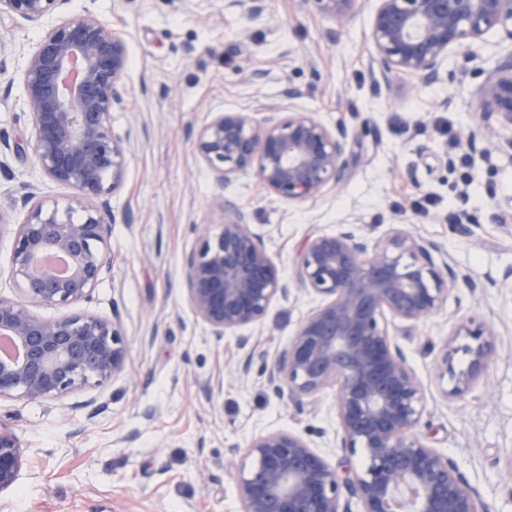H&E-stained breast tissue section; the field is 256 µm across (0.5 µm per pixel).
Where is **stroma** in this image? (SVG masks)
Wrapping results in <instances>:
<instances>
[{"label":"stroma","mask_w":512,"mask_h":512,"mask_svg":"<svg viewBox=\"0 0 512 512\" xmlns=\"http://www.w3.org/2000/svg\"><path fill=\"white\" fill-rule=\"evenodd\" d=\"M91 12L128 46L124 105L112 128L129 135L126 175L109 197L111 263L83 311L109 319L128 351L119 375L60 400H0V424L21 446L16 484L0 492V512H239L234 464L253 437L271 430L303 435L331 462L342 456L335 390L295 406L263 383L254 358L246 379L235 337L216 338L198 321L184 291L186 256L200 225L219 232L224 199L250 213L254 230L286 282L295 280L303 243L355 221L371 238L395 230L432 242L473 280L477 294L453 290L440 313L401 342L426 399L421 431L452 458L488 512H512L501 468L512 456V129L497 128L498 149H473L470 183L451 167L449 140L478 121L476 82H458L467 55L449 57L440 81L403 75L376 79L365 4L342 27L302 0H265L250 16L227 0H68ZM42 30L0 18V294L12 296L13 241L29 188L65 200L69 187L46 179L32 151V117L22 91L26 54ZM301 90L298 108L342 122L358 160L342 190L291 204L253 174L219 184L193 150L198 129L217 112L276 100L285 81ZM466 214L470 234L449 222ZM299 293L278 298L262 326L260 348L285 345L316 305ZM486 323L500 354L483 383L444 395L435 364L449 334ZM100 408L89 416L83 403Z\"/></svg>","instance_id":"stroma-1"}]
</instances>
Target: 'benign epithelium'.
Returning <instances> with one entry per match:
<instances>
[{
	"instance_id": "benign-epithelium-1",
	"label": "benign epithelium",
	"mask_w": 512,
	"mask_h": 512,
	"mask_svg": "<svg viewBox=\"0 0 512 512\" xmlns=\"http://www.w3.org/2000/svg\"><path fill=\"white\" fill-rule=\"evenodd\" d=\"M66 0H0V16L46 25L28 53L22 76L33 129V150L43 175L72 189L61 203L30 192L18 224L10 278L19 295H0V337L22 352L0 358V398L55 400L94 379L101 383L124 365L126 342L112 322L87 313L35 315L29 303L70 308L92 299L109 265L110 234L104 197L122 183L128 166L124 140L112 130V112L124 102L127 64L123 38L97 15H63ZM340 26L357 16L363 0H303ZM371 18L373 62L382 78L439 79L450 54L465 47L473 71L484 75L474 93L476 111L512 128V46L487 54V36L512 43V0H375ZM291 83L276 102L217 112L193 146L216 181L231 186L253 172L269 193L289 202L316 199L348 180L354 156L348 133L295 108ZM471 145L497 146L489 125L462 134ZM62 254L64 277L43 273L37 262ZM185 294L197 320L221 339L249 348L237 373L249 375L257 342L241 335L265 322L272 303L290 292L250 224V215L224 201V225L201 228L186 257ZM301 290L319 303L288 343L264 359L263 376L280 398L294 404L336 389L335 411L343 458L335 465L300 434L275 430L255 437L236 472L240 512H484L477 491L455 464L420 434L422 386L396 335H411L436 316L448 294L480 284L419 234L397 230L380 239L355 222L314 236L295 261ZM469 341L451 338L436 374L458 396L486 376L498 354L493 332L469 321ZM463 352L465 368H455ZM361 454L363 468L350 457ZM21 467L15 434L0 426V491L14 485Z\"/></svg>"
}]
</instances>
